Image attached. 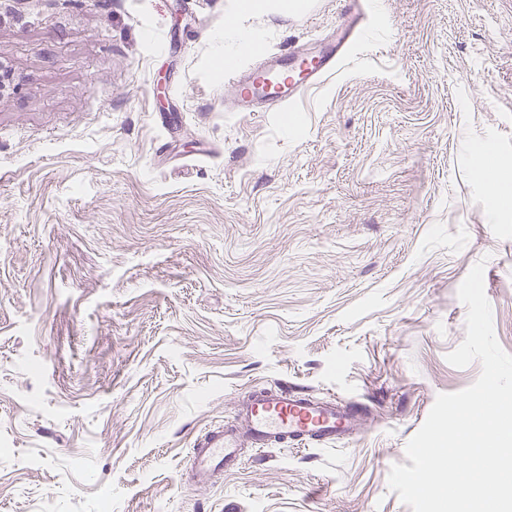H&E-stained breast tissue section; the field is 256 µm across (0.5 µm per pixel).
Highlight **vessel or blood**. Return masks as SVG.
<instances>
[{
    "label": "vessel or blood",
    "instance_id": "b4317fda",
    "mask_svg": "<svg viewBox=\"0 0 512 512\" xmlns=\"http://www.w3.org/2000/svg\"><path fill=\"white\" fill-rule=\"evenodd\" d=\"M351 19L342 30L330 33L324 49H292L287 61L254 63L249 71H235L230 95L238 112H279L308 88L332 76L356 41L372 7L369 0H349ZM245 430L234 424L208 431L193 449L197 481L214 478L234 464L244 443L257 448L299 442L324 445L349 435L357 418L347 406L322 401L291 387L253 392L242 401Z\"/></svg>",
    "mask_w": 512,
    "mask_h": 512
}]
</instances>
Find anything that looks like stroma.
Segmentation results:
<instances>
[{"label":"stroma","instance_id":"35a3bbf8","mask_svg":"<svg viewBox=\"0 0 512 512\" xmlns=\"http://www.w3.org/2000/svg\"><path fill=\"white\" fill-rule=\"evenodd\" d=\"M336 74L231 112L224 21L282 53L342 0H0V512H412L392 465L479 362L477 262L512 354V0H373ZM297 128H286L287 119ZM288 384L354 406L323 447L190 450ZM493 161L490 169H487L488 162ZM471 164L476 174L485 179L493 189H499L502 184L512 181L511 161L497 156L494 147L487 143L477 147L472 156Z\"/></svg>","mask_w":512,"mask_h":512}]
</instances>
